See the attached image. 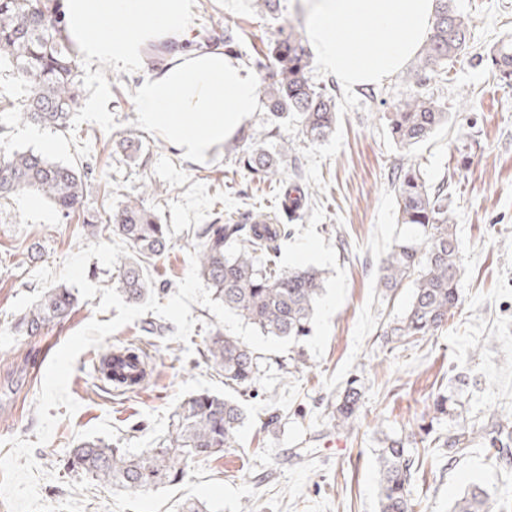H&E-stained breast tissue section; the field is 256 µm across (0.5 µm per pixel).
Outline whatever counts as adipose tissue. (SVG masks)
<instances>
[{
    "label": "adipose tissue",
    "instance_id": "1",
    "mask_svg": "<svg viewBox=\"0 0 512 512\" xmlns=\"http://www.w3.org/2000/svg\"><path fill=\"white\" fill-rule=\"evenodd\" d=\"M188 0H57L64 31L78 52L117 69L148 68L136 110L192 160L221 151L259 100V81L217 45L185 48ZM98 37H91L92 29Z\"/></svg>",
    "mask_w": 512,
    "mask_h": 512
}]
</instances>
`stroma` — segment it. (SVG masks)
Returning a JSON list of instances; mask_svg holds the SVG:
<instances>
[{"label":"stroma","instance_id":"stroma-1","mask_svg":"<svg viewBox=\"0 0 512 512\" xmlns=\"http://www.w3.org/2000/svg\"><path fill=\"white\" fill-rule=\"evenodd\" d=\"M457 5L468 19L469 40L426 88L446 107L447 122L425 143L401 149L391 137L389 114L410 92L403 73L355 88L359 106L343 117V148L321 163L325 187L312 189L310 209L281 244L282 269L325 272L312 334L286 352L263 355L260 377L242 400L246 419L233 447L223 457L190 464L179 484L130 495L68 476L60 464L86 440L137 453L156 447L186 397L204 389L227 393L223 377L202 356L204 338L219 329L216 316L192 305L196 324L185 343L147 334L137 320L106 337L103 347L82 352L68 383L80 407L72 415L56 408L51 440L38 443L42 379L32 363L43 338L15 333L11 305L38 290L34 271L61 270L79 249L116 237L104 229L89 235L29 195L0 200V439L34 442L37 464L55 472L39 487L44 502L73 497L82 500L83 512H177L190 498L208 512H378L375 450L383 438L402 436L420 456L409 487L415 512H449L474 484L487 489L490 512H512V463L480 442L454 461L436 444L460 424H512V89L498 84L487 59L493 46L512 37V0ZM189 23L192 39L234 27L233 51L248 65L275 21L254 0H191ZM145 75L142 68L117 71L103 60H82V102L70 132L11 122L0 145L88 163V199L94 203L101 200L104 176L124 194H140L145 183L159 186L160 195L146 204L168 225L170 250L145 272L161 286L163 303L188 272L197 247L193 228L219 213L238 220L255 210L278 213L282 187L297 184L306 170V143L296 119L271 125L260 107L217 155L187 160L139 120L135 99ZM266 126L273 129L267 144L282 158L279 184L253 178L236 163L246 138ZM123 135L141 140L136 160L117 148ZM408 161L420 166L430 186L447 183L459 243V304L443 328L416 346L388 334L409 306L412 281L392 290L378 283L392 245L411 234L398 221L390 185L394 170ZM99 303L96 297L78 300L48 334L62 343L91 319L116 317V310H99ZM131 343L147 350L153 373L142 389L120 393L101 380L95 360L103 349ZM354 376L362 388L357 418L349 427L334 425L332 407ZM446 393L458 400L457 410L434 413V398Z\"/></svg>","mask_w":512,"mask_h":512}]
</instances>
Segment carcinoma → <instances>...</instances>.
I'll list each match as a JSON object with an SVG mask.
<instances>
[{"instance_id":"carcinoma-1","label":"carcinoma","mask_w":512,"mask_h":512,"mask_svg":"<svg viewBox=\"0 0 512 512\" xmlns=\"http://www.w3.org/2000/svg\"><path fill=\"white\" fill-rule=\"evenodd\" d=\"M50 0H0V66L12 71L26 90L15 117L22 123L47 127L56 133L71 130V118L81 107V61L63 34L62 21ZM469 33L468 21L457 11L455 0H436L435 18L419 53L417 65L405 81L416 90L390 113V133L402 149L426 141L448 120V113L419 88L445 73L448 59L458 54ZM500 85L512 89V41L504 40L490 51ZM311 53L298 26L289 21L273 32L267 53L255 59L261 74L263 104L269 123L293 113L302 134L311 142L327 138L336 124V95L309 81ZM268 133L260 131L238 158L240 168L265 181H282V160L266 148ZM90 166L58 162L34 150H0V199L35 195L48 200L61 215L85 228L103 224L126 244L117 290L126 302L138 304L150 293L143 263L167 250V225L146 208L144 195L159 192L143 184L141 197L123 196L117 205L88 206L85 193ZM398 204V222L418 229V237L394 244L383 259L379 281L397 288L416 275L410 304L390 329L398 340L432 335L448 321L459 302L458 243L455 217L448 208V186L432 190L420 168L410 163L392 175ZM310 194L296 186L284 194L281 211L289 219L301 218ZM198 240L199 275L214 296L244 322L264 336L292 337L310 334L323 293L324 273L315 268L283 270L278 265L279 242L288 237L286 224H203L193 230ZM76 303L71 289L46 290L17 323L18 331L35 336L54 322L68 317ZM206 359L224 375V384L240 392L250 390L260 376V356L233 336L219 332L203 340ZM142 365L136 346L112 355V364ZM361 391L351 385L337 400L332 419L339 426L357 417ZM246 418L240 400L202 392L182 401L173 415L172 430L158 448L131 454L103 441H87L72 449L66 468L130 495L159 486L174 485L197 458L221 457L231 447ZM480 430L464 425L448 433L442 446L456 456L468 453ZM503 459L512 450V428L497 425L485 433ZM378 449L380 512H414L408 486L416 472L410 442L386 437ZM450 512H488L487 492L473 484L455 501Z\"/></svg>"}]
</instances>
